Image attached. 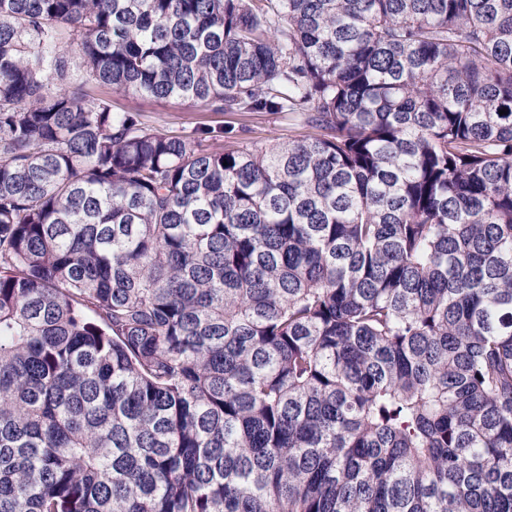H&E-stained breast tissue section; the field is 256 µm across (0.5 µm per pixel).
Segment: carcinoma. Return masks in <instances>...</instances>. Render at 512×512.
Returning a JSON list of instances; mask_svg holds the SVG:
<instances>
[{"mask_svg":"<svg viewBox=\"0 0 512 512\" xmlns=\"http://www.w3.org/2000/svg\"><path fill=\"white\" fill-rule=\"evenodd\" d=\"M0 512H512V0H0ZM90 99L109 98L112 109L117 112H140L152 125L162 126L176 132L192 135L200 131H220L231 123L250 130V135L261 142L275 140L288 142L300 138L303 129L283 114L269 112H245L235 115L211 112L174 99L157 100L134 93H112L107 87L90 86Z\"/></svg>","mask_w":512,"mask_h":512,"instance_id":"carcinoma-1","label":"carcinoma"}]
</instances>
